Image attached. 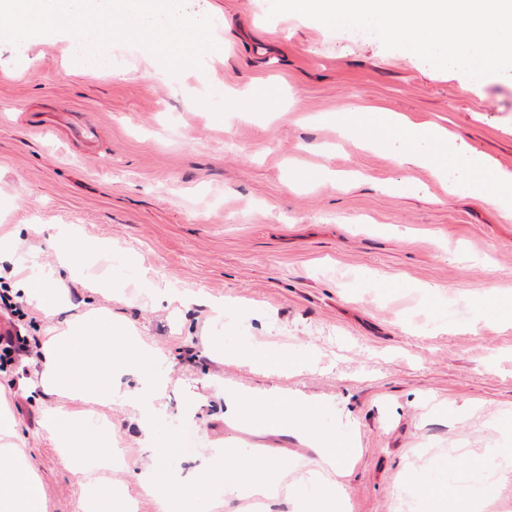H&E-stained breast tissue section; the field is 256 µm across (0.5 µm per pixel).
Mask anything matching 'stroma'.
<instances>
[{
	"instance_id": "stroma-1",
	"label": "stroma",
	"mask_w": 512,
	"mask_h": 512,
	"mask_svg": "<svg viewBox=\"0 0 512 512\" xmlns=\"http://www.w3.org/2000/svg\"><path fill=\"white\" fill-rule=\"evenodd\" d=\"M185 9L220 27L202 78L191 68L136 77L160 63L126 44L112 47L113 75L99 77L68 61L65 42H0V234L16 233L24 259L46 268L56 263L51 237L95 251L66 279L60 315L25 298L13 313L0 304V332L18 334L0 346V397L47 512L84 510L46 429L47 408L62 399L35 384L41 345L96 309L162 354L170 383L157 418L187 430L178 480L195 482L228 448L282 461L278 497L258 505L243 490L217 512H298L321 464L299 434L230 412L235 392L303 396L325 430L354 442L340 480L350 512H450L447 497L411 498L400 484L442 469L449 490L475 491L491 449L512 448V324L499 316L512 300V215L449 197L430 169H399L317 117L402 112L512 172V75L465 86L376 37L269 17V0ZM248 86L274 107L243 110L236 93ZM72 112L98 124L94 147L70 139ZM322 167L331 176L302 181ZM92 281L111 287L95 292ZM254 350H290L303 366L259 372ZM112 385L119 399L85 406V433L98 417L111 421L120 460L104 477L136 512H155L136 478L160 460L140 443L130 398L139 378L120 368Z\"/></svg>"
}]
</instances>
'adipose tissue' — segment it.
I'll use <instances>...</instances> for the list:
<instances>
[{
    "instance_id": "adipose-tissue-1",
    "label": "adipose tissue",
    "mask_w": 512,
    "mask_h": 512,
    "mask_svg": "<svg viewBox=\"0 0 512 512\" xmlns=\"http://www.w3.org/2000/svg\"><path fill=\"white\" fill-rule=\"evenodd\" d=\"M340 133L356 138L365 150L384 149L391 153L398 167H429L444 184L449 196L465 193L505 213H512V173L494 168L483 153L460 151L447 129L417 125L400 112L373 110L365 122L354 125L345 114L330 116ZM391 128L403 133L402 145L385 138ZM15 286L25 297L35 299L51 315L61 311L64 299L61 283L54 270L22 272ZM250 404L273 409L276 422L292 426L297 433L316 440L321 449L322 468L314 472L316 491L328 512H342L343 501L338 492V479L344 471L337 464L340 448L346 440L319 433L310 402L277 395H253ZM46 428L57 448L66 455L72 472L88 494L91 512H115L119 501L111 487L102 484L100 472L112 467V434L103 432L94 439H85L78 416L64 407L50 409ZM16 434L12 418L0 411V512H45L41 483L24 453L7 446V439Z\"/></svg>"
}]
</instances>
